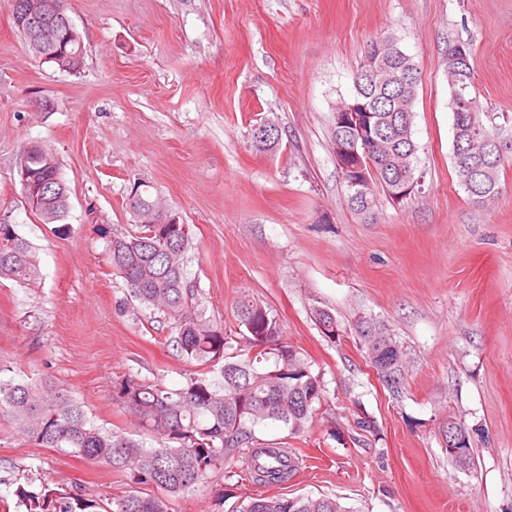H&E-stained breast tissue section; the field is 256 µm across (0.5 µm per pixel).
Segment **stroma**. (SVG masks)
I'll use <instances>...</instances> for the list:
<instances>
[{
	"label": "stroma",
	"instance_id": "stroma-1",
	"mask_svg": "<svg viewBox=\"0 0 512 512\" xmlns=\"http://www.w3.org/2000/svg\"><path fill=\"white\" fill-rule=\"evenodd\" d=\"M83 63L36 60L0 0V218L33 246L41 277L0 278V379L65 384L98 426L139 433L113 402L122 381L176 388L193 367L162 314L130 298L107 243L136 224L134 185L190 227L188 271L207 313L238 336L247 297L280 321L327 394L288 482L218 468L171 512H236L252 497H338L348 512H512V167L503 195L474 204L452 153L449 41L469 43L479 110L512 128V0H67ZM395 35L420 76L414 108L422 191L379 196L376 218L349 208L332 146L333 109L351 98L370 40ZM269 120L282 139L252 144ZM30 144L53 152L70 188L65 225L27 209L16 175ZM343 336H323L313 306ZM383 324L403 346L398 393L375 376L353 332ZM380 433L363 434L358 413ZM456 422L474 466L449 457ZM132 491L122 473L33 445L0 419V512L18 491Z\"/></svg>",
	"mask_w": 512,
	"mask_h": 512
}]
</instances>
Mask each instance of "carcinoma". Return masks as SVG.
Here are the masks:
<instances>
[{
  "instance_id": "1",
  "label": "carcinoma",
  "mask_w": 512,
  "mask_h": 512,
  "mask_svg": "<svg viewBox=\"0 0 512 512\" xmlns=\"http://www.w3.org/2000/svg\"><path fill=\"white\" fill-rule=\"evenodd\" d=\"M33 57L43 59L46 50L71 46L60 18L46 16L18 29ZM380 56L385 76H375L366 60ZM418 71L412 58L392 35L380 37L363 57L354 77V95L373 112L374 144L366 155L351 162L344 184L358 171L368 172L373 187L387 190L391 183H412L416 178L414 104ZM449 106L453 113L452 151L455 174L473 203L488 204L501 197L500 172L512 164V134L489 129L477 111L474 70L448 71ZM502 140L503 152L487 155L488 139ZM36 180H48L50 190L37 198L33 213L46 224L65 219L62 204L69 187L59 162L51 169L40 161L34 166ZM349 208L360 219L375 218L376 191L366 197L347 193ZM159 203L151 197L132 210L139 230L116 236L109 244L113 273L122 278L131 297L169 319L176 333L180 355L199 367L179 388L161 383L128 379L121 383L113 401L139 419L151 442L108 431L96 425L62 383L46 377L38 382L0 380V416L9 418L39 448H56L127 474L135 485L153 493L130 491L112 498V512H170V499L195 490L211 471L229 463H241L253 482L277 485L288 481L295 460L288 449L259 441L256 430L275 425L297 437L303 434L325 399L319 376L299 348L283 341L279 319L261 303L242 298L236 317L244 327L246 357L230 359V337L224 325L206 316L194 285L187 276L186 254L191 248L189 228L183 224H154ZM39 264L33 246L20 236L14 224H0V277L19 284L38 280ZM316 324L333 326L322 331L338 337L342 327L332 312L312 308ZM384 361L405 371V353L396 341ZM18 505L26 512H96L97 499L80 490L43 488L21 490ZM238 512H347L339 499L321 495L252 498Z\"/></svg>"
}]
</instances>
